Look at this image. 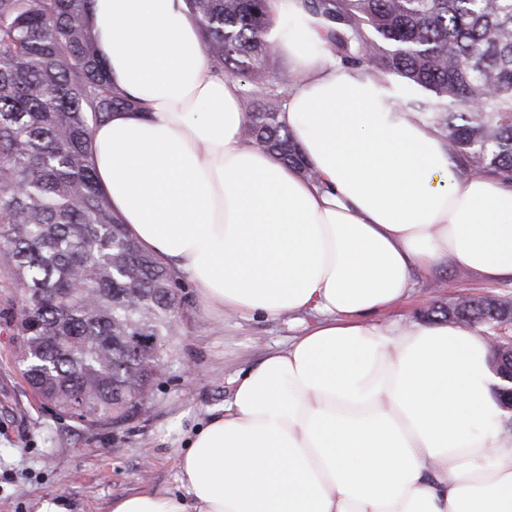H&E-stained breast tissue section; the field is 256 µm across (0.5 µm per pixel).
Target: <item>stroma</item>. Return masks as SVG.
<instances>
[{
  "label": "stroma",
  "mask_w": 512,
  "mask_h": 512,
  "mask_svg": "<svg viewBox=\"0 0 512 512\" xmlns=\"http://www.w3.org/2000/svg\"><path fill=\"white\" fill-rule=\"evenodd\" d=\"M182 315L174 350L140 409L109 429L88 430L42 405L29 390L15 357L11 327L0 319V512H41L61 503L65 512H109L113 498L144 488L178 492L177 457L183 445L169 433L223 407L237 373L284 348L313 311L279 319H218L203 308L197 288L182 279ZM463 294L512 300V280L481 283L448 264L419 276L393 315L426 321V311Z\"/></svg>",
  "instance_id": "35a3bbf8"
}]
</instances>
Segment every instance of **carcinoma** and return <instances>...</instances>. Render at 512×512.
Instances as JSON below:
<instances>
[{"label":"carcinoma","instance_id":"carcinoma-1","mask_svg":"<svg viewBox=\"0 0 512 512\" xmlns=\"http://www.w3.org/2000/svg\"><path fill=\"white\" fill-rule=\"evenodd\" d=\"M92 0H0V272L16 358L39 401L87 429L141 405L171 356L179 274L132 238L102 194L93 126L141 104L94 50ZM217 73L250 85L246 138L312 180L270 81L268 0H187ZM328 56L401 84L462 174L512 184V0H304Z\"/></svg>","mask_w":512,"mask_h":512}]
</instances>
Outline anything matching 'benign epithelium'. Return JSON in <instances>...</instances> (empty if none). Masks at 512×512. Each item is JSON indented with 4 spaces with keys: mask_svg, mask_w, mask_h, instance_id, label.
<instances>
[{
    "mask_svg": "<svg viewBox=\"0 0 512 512\" xmlns=\"http://www.w3.org/2000/svg\"><path fill=\"white\" fill-rule=\"evenodd\" d=\"M466 307L469 311L471 324H493L496 332L490 345L489 359L491 370L499 379L497 394L502 408L512 411V306L509 304H494L485 308L482 299L469 297L456 303V308Z\"/></svg>",
    "mask_w": 512,
    "mask_h": 512,
    "instance_id": "obj_1",
    "label": "benign epithelium"
}]
</instances>
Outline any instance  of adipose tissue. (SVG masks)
I'll return each mask as SVG.
<instances>
[{
	"label": "adipose tissue",
	"instance_id": "adipose-tissue-1",
	"mask_svg": "<svg viewBox=\"0 0 512 512\" xmlns=\"http://www.w3.org/2000/svg\"><path fill=\"white\" fill-rule=\"evenodd\" d=\"M290 60L282 117L310 180L245 139L244 86L207 64L186 0H94L113 85L98 184L129 233L220 314L319 320L234 379L188 435L181 493L110 512H512V423L482 327L383 313L453 262L512 280V187L461 175L404 89L330 59L302 0H270Z\"/></svg>",
	"mask_w": 512,
	"mask_h": 512
}]
</instances>
